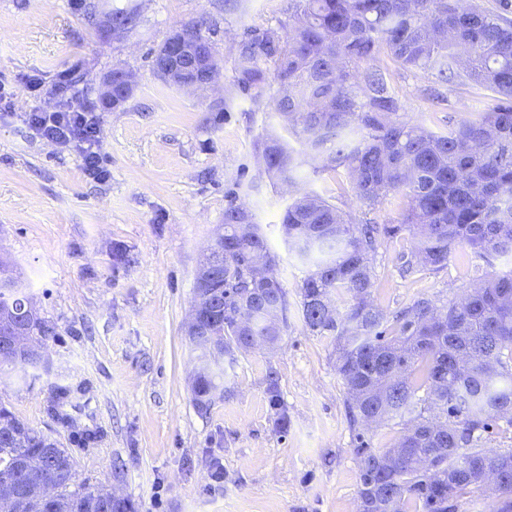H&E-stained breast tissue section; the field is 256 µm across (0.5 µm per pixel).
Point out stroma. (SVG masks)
<instances>
[{"mask_svg": "<svg viewBox=\"0 0 512 512\" xmlns=\"http://www.w3.org/2000/svg\"><path fill=\"white\" fill-rule=\"evenodd\" d=\"M94 2L0 0V257L13 262L54 330L43 344L48 370L0 378V403L67 448L79 482L130 498L138 512H357L356 446L385 450L400 428L349 425L335 341L302 322L310 266L279 231L293 190L272 186L255 150L279 131V115L240 96L224 116L214 110L233 80L236 43L287 21L292 0H136L140 24L120 39L98 34ZM186 25L210 36L223 62L212 90L183 91L153 71L151 52ZM116 67L132 73L135 87L123 107L106 110L97 82ZM386 78L407 118L435 130L488 100L480 87L442 85L393 63ZM71 95L99 116L105 179L85 175L76 151L26 122ZM295 178L297 189L336 197L360 215L344 173L305 165ZM233 197L278 257L289 327L276 349L235 351L223 392L202 411L186 322L197 269ZM116 244L125 260L113 257ZM412 248L405 238L378 250L373 295L387 313L420 298L458 297L471 284L453 265L402 276L400 254ZM271 369L288 408L284 433L266 395ZM60 387L78 404L66 424L47 412ZM87 431L100 439L85 448Z\"/></svg>", "mask_w": 512, "mask_h": 512, "instance_id": "stroma-1", "label": "stroma"}]
</instances>
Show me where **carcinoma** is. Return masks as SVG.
Wrapping results in <instances>:
<instances>
[{
  "mask_svg": "<svg viewBox=\"0 0 512 512\" xmlns=\"http://www.w3.org/2000/svg\"><path fill=\"white\" fill-rule=\"evenodd\" d=\"M288 22L255 29L235 47L233 92L268 106L285 135L258 143L263 172L294 183L306 159L344 168L367 213L400 194L394 219L363 221L313 192L295 196L281 217L289 251L313 270L300 287L305 327L336 340V372L349 395L350 425L403 422L393 447L355 448L359 512H458L459 499L496 473L489 512H512V448L488 454L484 434L512 428V272L477 274L458 299L421 298L389 316L373 294V258L407 233L400 272L440 271L456 247L512 254V0H294ZM133 32L137 6L112 10ZM387 56L444 83L468 82L493 102L446 132L407 120L378 62ZM278 88L272 89V82ZM295 140L300 148L290 144ZM206 291L220 304L187 330L199 369L191 391L199 409L220 389L224 357L260 342L275 350L288 331L289 302L261 225L246 208L224 210V233L205 258ZM21 330L27 346L52 328L38 316L8 262L0 260V336ZM39 370L27 351L0 353V373ZM266 394L275 428L288 429L276 372ZM71 390L48 414L68 422ZM76 464L58 440L0 405V501L17 512H137L128 498L75 485ZM52 482L57 495L45 498Z\"/></svg>",
  "mask_w": 512,
  "mask_h": 512,
  "instance_id": "cac0c4a2",
  "label": "carcinoma"
}]
</instances>
